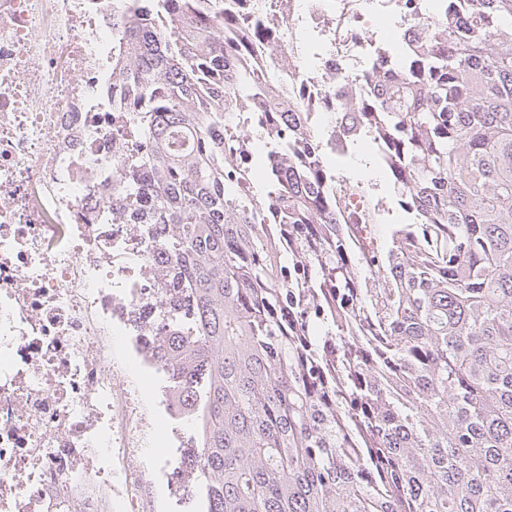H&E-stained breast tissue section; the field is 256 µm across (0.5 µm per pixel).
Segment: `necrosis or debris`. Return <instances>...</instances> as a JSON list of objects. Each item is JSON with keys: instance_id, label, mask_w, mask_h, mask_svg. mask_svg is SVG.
Masks as SVG:
<instances>
[{"instance_id": "obj_1", "label": "necrosis or debris", "mask_w": 512, "mask_h": 512, "mask_svg": "<svg viewBox=\"0 0 512 512\" xmlns=\"http://www.w3.org/2000/svg\"><path fill=\"white\" fill-rule=\"evenodd\" d=\"M447 0H224L275 30L245 64L306 103L323 146L363 134L366 64L401 60ZM121 0H0V512H155L142 457L165 416L148 317L164 251L113 215L126 142L112 111Z\"/></svg>"}]
</instances>
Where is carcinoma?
<instances>
[{
	"label": "carcinoma",
	"instance_id": "obj_1",
	"mask_svg": "<svg viewBox=\"0 0 512 512\" xmlns=\"http://www.w3.org/2000/svg\"><path fill=\"white\" fill-rule=\"evenodd\" d=\"M163 8L198 4L112 20L116 199L167 250L157 355L208 512H512V0H448V52L371 72L357 111L417 222L368 256L301 107L224 54V5L184 33ZM240 99L268 116L261 190L224 148Z\"/></svg>",
	"mask_w": 512,
	"mask_h": 512
}]
</instances>
